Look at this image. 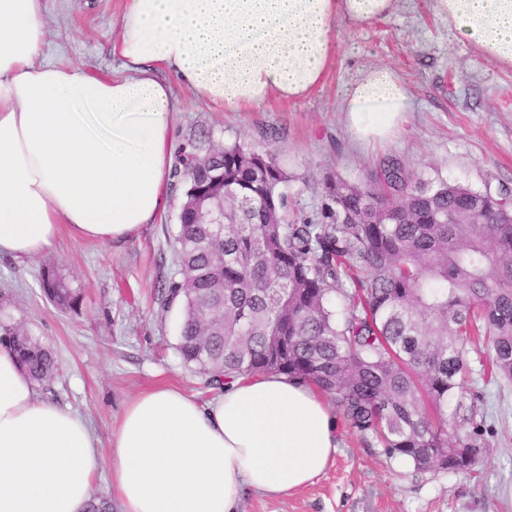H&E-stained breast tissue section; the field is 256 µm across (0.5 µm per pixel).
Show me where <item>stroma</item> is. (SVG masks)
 <instances>
[{"label":"stroma","instance_id":"35a3bbf8","mask_svg":"<svg viewBox=\"0 0 512 512\" xmlns=\"http://www.w3.org/2000/svg\"><path fill=\"white\" fill-rule=\"evenodd\" d=\"M124 6L125 0H50L49 59L120 73L106 36L116 31ZM336 27V62L307 99L273 98L235 112L174 84L173 147L204 131L226 145L272 152L288 172L290 201L309 212L327 179L366 182L391 156L423 179L482 191L512 188V70L458 42L431 0H400L392 16L373 25L340 20ZM377 65L400 73L413 110L391 141L361 146L340 103L346 84ZM183 190L171 183L168 208L129 239L101 244L65 232L42 256L0 255V315L42 337L59 364L41 394L86 417L104 449L126 403L145 389L170 385L202 402L215 394L204 375L182 363L179 313L161 294L164 283L182 277L174 236ZM50 268L80 290L77 310L45 300L41 277ZM468 359L463 392L475 399L486 428L487 453L474 474L412 477L406 464L340 419L338 448L324 473L284 497L247 491L242 512H512V382L487 380L478 355Z\"/></svg>","mask_w":512,"mask_h":512}]
</instances>
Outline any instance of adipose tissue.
Returning <instances> with one entry per match:
<instances>
[{"label":"adipose tissue","instance_id":"adipose-tissue-1","mask_svg":"<svg viewBox=\"0 0 512 512\" xmlns=\"http://www.w3.org/2000/svg\"><path fill=\"white\" fill-rule=\"evenodd\" d=\"M399 0H127L109 49L123 75L45 56L49 0H0V254L48 252L62 228L116 242L169 201L178 79L240 111L307 98L336 50V21L364 27ZM455 38L512 69V0H432ZM340 109L356 141L382 142L412 109L391 66L366 68ZM337 448L314 387L241 376L208 403L159 386L130 400L102 454L88 421L45 400L0 343V512H84L108 472L121 512H241L246 490L284 496Z\"/></svg>","mask_w":512,"mask_h":512}]
</instances>
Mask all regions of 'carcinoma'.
Instances as JSON below:
<instances>
[{
	"label": "carcinoma",
	"mask_w": 512,
	"mask_h": 512,
	"mask_svg": "<svg viewBox=\"0 0 512 512\" xmlns=\"http://www.w3.org/2000/svg\"><path fill=\"white\" fill-rule=\"evenodd\" d=\"M181 150L186 183L175 242L182 279L164 287L182 319L178 351L217 388L275 373L316 387L361 438L420 474L473 469L477 406L457 397L467 347L487 342V375L512 381V189L423 180L394 158L376 182L324 185L319 209L290 208L288 172L268 152L207 138ZM224 202V233L199 209ZM60 310L80 294L42 277ZM3 336L39 385L57 363L11 318ZM471 431L448 439V401ZM473 450L469 461L457 449Z\"/></svg>",
	"instance_id": "cac0c4a2"
}]
</instances>
